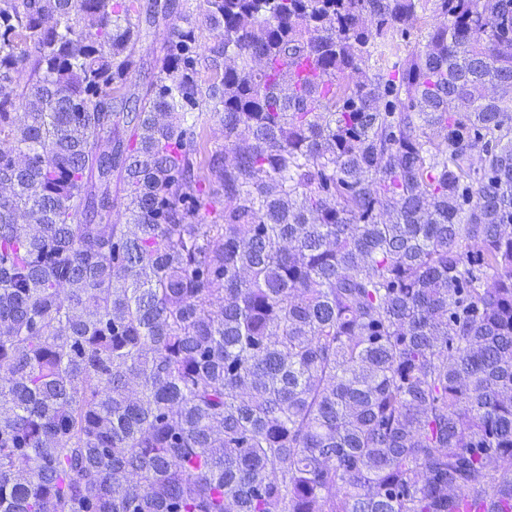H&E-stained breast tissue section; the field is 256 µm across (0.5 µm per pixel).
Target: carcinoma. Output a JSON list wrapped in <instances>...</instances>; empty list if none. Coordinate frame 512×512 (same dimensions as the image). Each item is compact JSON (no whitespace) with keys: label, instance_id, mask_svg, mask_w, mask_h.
I'll return each mask as SVG.
<instances>
[{"label":"carcinoma","instance_id":"carcinoma-1","mask_svg":"<svg viewBox=\"0 0 512 512\" xmlns=\"http://www.w3.org/2000/svg\"><path fill=\"white\" fill-rule=\"evenodd\" d=\"M0 141V512H512V0H0Z\"/></svg>","mask_w":512,"mask_h":512}]
</instances>
